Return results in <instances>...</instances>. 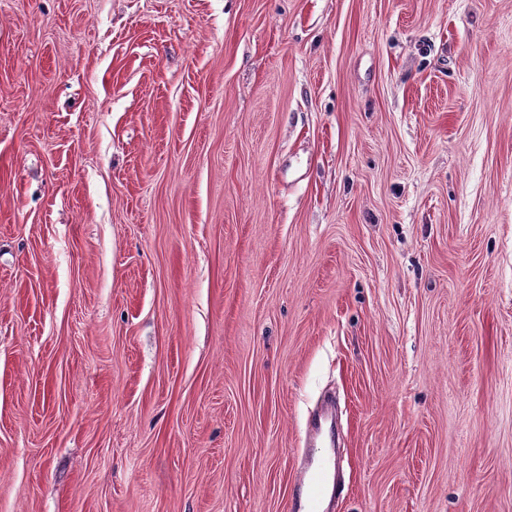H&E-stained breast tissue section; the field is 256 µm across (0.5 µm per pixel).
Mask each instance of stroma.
I'll return each instance as SVG.
<instances>
[{
  "label": "stroma",
  "instance_id": "stroma-1",
  "mask_svg": "<svg viewBox=\"0 0 512 512\" xmlns=\"http://www.w3.org/2000/svg\"><path fill=\"white\" fill-rule=\"evenodd\" d=\"M512 512V0H0V512ZM331 464V457L321 456L317 463L308 462L303 468L302 482L306 487L304 493L292 498L290 511L318 512L321 497L326 489V477Z\"/></svg>",
  "mask_w": 512,
  "mask_h": 512
}]
</instances>
